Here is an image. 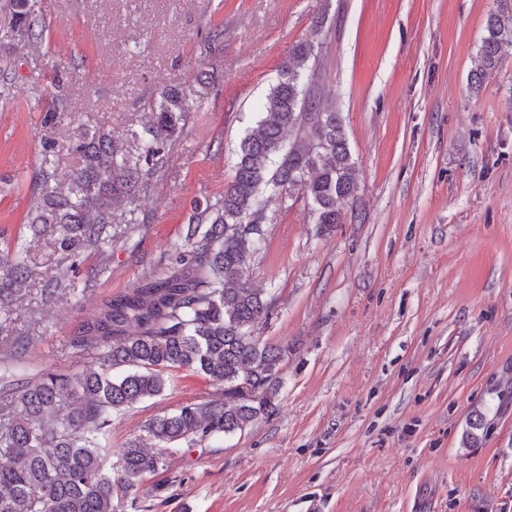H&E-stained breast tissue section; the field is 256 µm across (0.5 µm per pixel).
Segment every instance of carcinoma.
Wrapping results in <instances>:
<instances>
[{
  "label": "carcinoma",
  "mask_w": 512,
  "mask_h": 512,
  "mask_svg": "<svg viewBox=\"0 0 512 512\" xmlns=\"http://www.w3.org/2000/svg\"><path fill=\"white\" fill-rule=\"evenodd\" d=\"M40 25L30 0H11L6 37L22 30L28 42ZM323 34L319 26L293 46L291 63L278 71L261 105L258 128L241 140L224 196L194 211L175 263L104 300L71 338L77 354L92 357L76 378L48 369L23 373L28 343L13 336L5 304L41 273L18 234L14 259L0 267V335L12 338L0 349V512H113L114 493H135L180 445L242 432L274 413L288 347L256 335L275 298L261 296L244 276L265 244L264 196L303 194L328 231L342 223L337 203L359 192L342 113L323 105L332 93L322 79ZM511 53L512 8L505 6L487 18L471 89L479 92ZM190 96L161 90L147 124L122 139L106 127L85 130L66 182L57 181L56 159L44 155L38 195L20 230L54 236L74 263L112 244V203L161 171L193 111ZM91 287L65 275L46 281L41 295L47 301ZM116 369L121 373L113 374ZM181 371L220 385V397L150 419L144 432L153 447L135 438L109 462L112 415L161 395L169 376Z\"/></svg>",
  "instance_id": "obj_1"
}]
</instances>
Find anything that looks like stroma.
<instances>
[{"instance_id":"stroma-1","label":"stroma","mask_w":512,"mask_h":512,"mask_svg":"<svg viewBox=\"0 0 512 512\" xmlns=\"http://www.w3.org/2000/svg\"><path fill=\"white\" fill-rule=\"evenodd\" d=\"M512 0H37L38 45L0 41V250L13 246L52 140L59 177L80 131L141 128L159 88L199 106L165 178L115 204L118 238L80 265L49 241L44 276L94 290L10 304L26 373L73 376L69 345L102 301L169 267L194 206L215 204L292 47L317 19L360 171L342 224L273 196L249 273L275 299L259 334L288 348L276 410L244 432L167 455L115 512H512V55L481 92L490 13ZM63 88L71 109L42 118ZM176 372L113 417L119 451L154 416L217 397ZM486 425L474 430L475 415Z\"/></svg>"}]
</instances>
